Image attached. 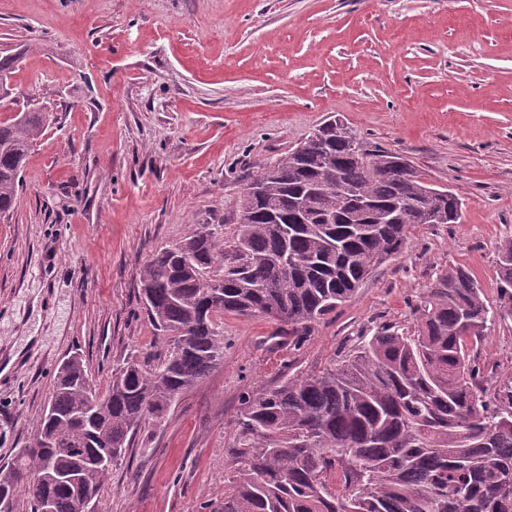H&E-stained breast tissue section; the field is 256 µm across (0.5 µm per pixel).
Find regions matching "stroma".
<instances>
[{
	"label": "stroma",
	"mask_w": 512,
	"mask_h": 512,
	"mask_svg": "<svg viewBox=\"0 0 512 512\" xmlns=\"http://www.w3.org/2000/svg\"><path fill=\"white\" fill-rule=\"evenodd\" d=\"M19 55L0 117L54 119L0 219V468L32 438L64 358L98 389L163 351L140 299L152 251L205 224L231 236L253 174L331 115L463 201L293 346L276 322L224 319V359L139 431L98 512L219 504L245 392L315 374L381 327L412 328L437 268L465 265L496 301L512 234V0H0V58ZM512 378V319L483 342Z\"/></svg>",
	"instance_id": "35a3bbf8"
}]
</instances>
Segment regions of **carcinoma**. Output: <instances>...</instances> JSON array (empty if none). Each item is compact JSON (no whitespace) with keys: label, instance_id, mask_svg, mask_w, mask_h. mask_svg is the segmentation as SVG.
<instances>
[{"label":"carcinoma","instance_id":"cac0c4a2","mask_svg":"<svg viewBox=\"0 0 512 512\" xmlns=\"http://www.w3.org/2000/svg\"><path fill=\"white\" fill-rule=\"evenodd\" d=\"M47 122L39 110L0 118V217L14 208L25 161ZM248 187L231 238L205 224L142 265L145 311L166 342L152 362L112 369L86 413L92 378L81 357L54 376L48 406L3 482L0 512L21 492L28 512H84L134 435L224 357L226 315L288 327L299 344L373 270L401 254L411 229L458 224L463 203L401 156L326 118ZM497 301L463 265L438 270L417 296L416 325L382 328L317 374L242 396L232 475L213 512H512V379L488 386L478 347L512 318V236L497 246ZM112 436V460L91 446Z\"/></svg>","mask_w":512,"mask_h":512}]
</instances>
